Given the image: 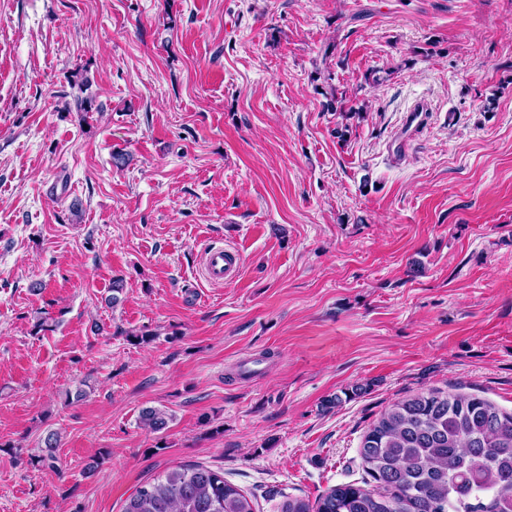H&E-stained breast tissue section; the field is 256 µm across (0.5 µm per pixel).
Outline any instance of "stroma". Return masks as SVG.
<instances>
[{
  "label": "stroma",
  "instance_id": "1",
  "mask_svg": "<svg viewBox=\"0 0 512 512\" xmlns=\"http://www.w3.org/2000/svg\"><path fill=\"white\" fill-rule=\"evenodd\" d=\"M431 389L512 413V0H0V512H279ZM426 112L423 106H418L410 111L405 118V122L400 131L395 135L393 140L395 146L392 148V156L399 158L401 153H405L408 143L413 139L416 130L423 124L426 119ZM238 257L224 248L212 247L204 252L202 272L213 283L222 284L237 277ZM253 500L224 480L218 471L200 465L168 471L139 487L123 512H255Z\"/></svg>",
  "mask_w": 512,
  "mask_h": 512
}]
</instances>
